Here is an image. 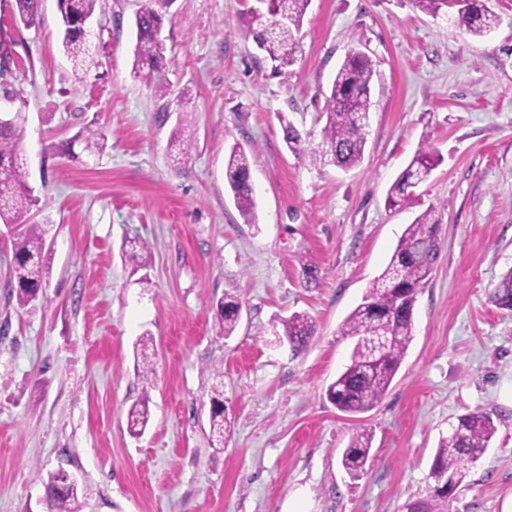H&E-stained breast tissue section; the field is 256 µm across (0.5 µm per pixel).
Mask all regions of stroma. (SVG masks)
I'll return each instance as SVG.
<instances>
[{
	"instance_id": "1",
	"label": "stroma",
	"mask_w": 512,
	"mask_h": 512,
	"mask_svg": "<svg viewBox=\"0 0 512 512\" xmlns=\"http://www.w3.org/2000/svg\"><path fill=\"white\" fill-rule=\"evenodd\" d=\"M150 0H99L95 63L75 78L56 0L16 24L0 0V110L26 117L24 158L49 275L26 306L5 288L12 236L0 225V512H46L42 481L65 468L78 512H405L426 496L438 441L466 414L497 432L453 512H503L512 498V311L489 293L512 269V0L488 36L459 33L410 0H311L292 65L273 69L240 29L261 0H174L162 36L167 100L132 73L134 21ZM375 64L362 163L313 160L325 95L350 49ZM195 147L178 156L177 119ZM299 130L285 146L278 113ZM106 136L98 157L72 136ZM442 161L390 207V186L421 143ZM254 153L245 223L224 187L233 144ZM443 207L440 253L414 305L413 339L383 399L351 417L321 393L350 364L340 328L382 272L406 224ZM151 246L149 263L131 240ZM318 269L305 285L302 266ZM237 297L232 337L213 302ZM307 314L308 345L279 341ZM151 335L154 372L135 347ZM222 383L230 425L210 434ZM148 397L144 434L129 408ZM371 434L351 480L341 455Z\"/></svg>"
}]
</instances>
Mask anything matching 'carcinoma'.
<instances>
[{
    "label": "carcinoma",
    "mask_w": 512,
    "mask_h": 512,
    "mask_svg": "<svg viewBox=\"0 0 512 512\" xmlns=\"http://www.w3.org/2000/svg\"><path fill=\"white\" fill-rule=\"evenodd\" d=\"M415 6L432 16L442 7L455 10L454 24L466 35L481 38L499 25L491 0H413ZM98 0H58L61 43L71 60L76 79L87 71L93 58L91 37L83 22L93 17ZM135 18L133 74L164 99L168 87L161 77L166 45L162 38L164 14L169 0H154ZM310 0H266L265 12L246 22L243 37L252 40L274 69L293 62L305 12ZM40 0H14L13 15L23 26L37 21ZM372 59L352 49L345 56L325 96L322 116L323 149L320 159H329L336 167L349 170L363 158L373 77ZM283 139L289 150H301V139L293 124L279 115ZM25 117L20 112L0 116V224L11 231L13 257L10 288L17 304L24 306L42 288L45 280L43 258L46 253L45 230L40 224H28L24 218L37 202L29 183L23 158ZM84 150L99 155L105 150L101 131L85 128L78 133ZM253 153L235 144L224 158V180L237 209L249 218L255 207L251 183ZM440 162L429 144L420 146L406 169L393 183L388 203L401 207L413 196V188L424 182ZM442 221L439 208L428 206L407 225L389 262L375 279L362 302L344 321L340 334L354 340L351 364L324 390V396L337 410L355 416L371 410L383 398L394 380L412 341L413 312L418 290L424 287L438 256L437 228ZM501 309L512 310V270L506 272L490 293ZM218 333L228 338L235 332L241 316V302L233 297L216 304ZM283 339L294 348L305 345L314 335L310 317L294 313L282 321ZM149 422L147 400L131 406L127 427L131 435L142 434ZM224 393L213 387L210 431L224 443ZM497 431L493 419L484 412H473L458 419L448 436L440 439L429 471L428 495L409 500L406 512H451L453 499L466 483L473 464L484 454ZM371 436L360 431L342 454V466L349 477L359 479L370 461ZM78 488L63 484L51 475L45 483L49 512H73Z\"/></svg>",
    "instance_id": "cac0c4a2"
}]
</instances>
